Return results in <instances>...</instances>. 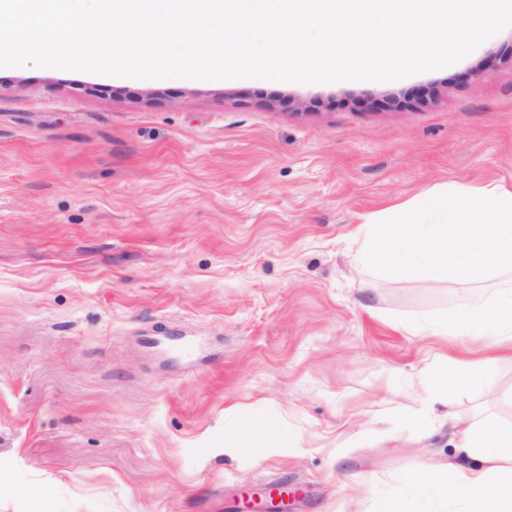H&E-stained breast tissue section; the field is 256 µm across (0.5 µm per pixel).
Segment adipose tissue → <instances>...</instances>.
<instances>
[{"instance_id": "obj_1", "label": "adipose tissue", "mask_w": 512, "mask_h": 512, "mask_svg": "<svg viewBox=\"0 0 512 512\" xmlns=\"http://www.w3.org/2000/svg\"><path fill=\"white\" fill-rule=\"evenodd\" d=\"M431 329L468 336L499 337L503 351L512 353V290L506 289L486 309L462 310L455 319L435 317ZM492 354L480 350L452 360L449 371L434 375V386L465 389L479 384ZM459 453L448 460L428 459L410 473L398 492L385 501L381 512H405L407 499L430 504L452 499L459 512H512V426L486 417L468 423L459 432Z\"/></svg>"}]
</instances>
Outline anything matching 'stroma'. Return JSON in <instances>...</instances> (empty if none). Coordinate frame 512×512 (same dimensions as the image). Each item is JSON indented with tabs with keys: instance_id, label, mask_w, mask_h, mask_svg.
Returning a JSON list of instances; mask_svg holds the SVG:
<instances>
[{
	"instance_id": "1",
	"label": "stroma",
	"mask_w": 512,
	"mask_h": 512,
	"mask_svg": "<svg viewBox=\"0 0 512 512\" xmlns=\"http://www.w3.org/2000/svg\"><path fill=\"white\" fill-rule=\"evenodd\" d=\"M512 191V28L394 82L0 70V512H376L512 359L420 408L512 271L383 275L365 226ZM19 486L31 494H16Z\"/></svg>"
}]
</instances>
